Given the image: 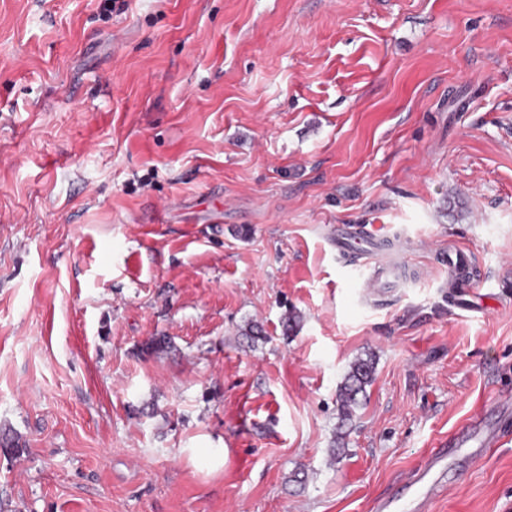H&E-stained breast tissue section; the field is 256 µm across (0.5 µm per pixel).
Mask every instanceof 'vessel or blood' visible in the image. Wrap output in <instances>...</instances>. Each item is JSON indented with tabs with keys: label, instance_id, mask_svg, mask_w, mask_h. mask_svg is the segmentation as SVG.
Wrapping results in <instances>:
<instances>
[{
	"label": "vessel or blood",
	"instance_id": "b4317fda",
	"mask_svg": "<svg viewBox=\"0 0 512 512\" xmlns=\"http://www.w3.org/2000/svg\"><path fill=\"white\" fill-rule=\"evenodd\" d=\"M332 243L337 252H374L379 240L373 235L351 232L345 225H337ZM474 262L471 254L454 250L448 254V285L450 288H470L474 285L471 276ZM512 412V399L499 398L493 411L480 410L474 413L446 443L430 449L420 466L409 478L407 485L412 494L407 499L385 496L375 502L372 512H424L428 501L442 488L451 486L456 478L463 455L478 456L486 449L498 444L501 433L491 427L492 414Z\"/></svg>",
	"mask_w": 512,
	"mask_h": 512
}]
</instances>
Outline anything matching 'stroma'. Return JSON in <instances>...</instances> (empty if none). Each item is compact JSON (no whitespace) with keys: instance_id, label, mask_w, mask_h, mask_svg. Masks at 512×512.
Here are the masks:
<instances>
[{"instance_id":"1","label":"stroma","mask_w":512,"mask_h":512,"mask_svg":"<svg viewBox=\"0 0 512 512\" xmlns=\"http://www.w3.org/2000/svg\"><path fill=\"white\" fill-rule=\"evenodd\" d=\"M100 3L0 0V512H371L512 396V0ZM500 428L430 512H512ZM336 251H361L360 253H374L380 239L374 235H363L353 233L344 224L336 225V233L332 240ZM474 262L471 253L463 250L449 251L448 253V289L449 288H475L471 277ZM373 374L374 362L372 357L358 358L350 365L339 386L337 394L339 425L336 432V448L333 449L334 454H339L345 446L346 432H343L342 429L346 421L351 419L353 408L358 406L360 402L359 395L364 396L366 393V386L372 382Z\"/></svg>"}]
</instances>
